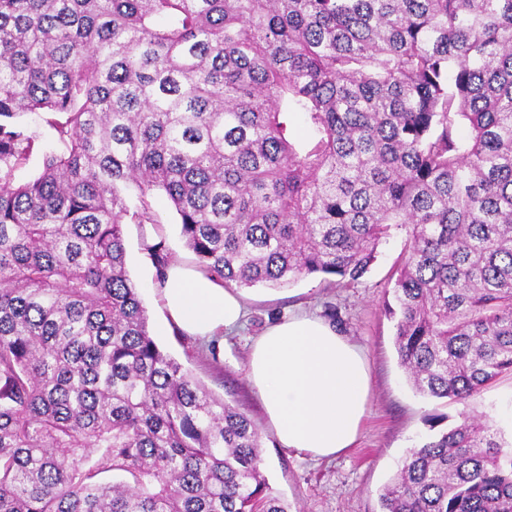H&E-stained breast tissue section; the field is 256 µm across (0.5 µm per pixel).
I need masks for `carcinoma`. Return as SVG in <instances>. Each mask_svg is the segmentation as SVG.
Listing matches in <instances>:
<instances>
[{
	"label": "carcinoma",
	"instance_id": "1",
	"mask_svg": "<svg viewBox=\"0 0 512 512\" xmlns=\"http://www.w3.org/2000/svg\"><path fill=\"white\" fill-rule=\"evenodd\" d=\"M35 112L57 146L20 180ZM155 194L226 287L352 283L405 232L398 359L463 411L380 512H512V437L470 411L512 375V0H0V512H288L150 334L123 226Z\"/></svg>",
	"mask_w": 512,
	"mask_h": 512
}]
</instances>
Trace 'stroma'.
I'll use <instances>...</instances> for the list:
<instances>
[{"mask_svg":"<svg viewBox=\"0 0 512 512\" xmlns=\"http://www.w3.org/2000/svg\"><path fill=\"white\" fill-rule=\"evenodd\" d=\"M159 224L124 226L128 271L136 282L156 341L215 395L246 413L261 432L262 470L273 492L290 512H379V494L393 478L398 461L429 433L427 415L456 422L459 404L416 394L394 347V322L384 314L388 281L404 251L401 233L384 243L376 261L358 282L340 287L319 277L282 289L240 290L246 315L224 335L201 342L181 332L167 317L157 269L147 250L165 238L171 261L194 266L179 235L166 197L152 200ZM308 313L330 324L365 352L372 392L361 436L354 448L324 460L283 448L267 424L261 401L246 372L254 341L271 324ZM503 429L512 428V378L488 385L471 404Z\"/></svg>","mask_w":512,"mask_h":512,"instance_id":"1","label":"stroma"}]
</instances>
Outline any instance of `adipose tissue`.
Returning a JSON list of instances; mask_svg holds the SVG:
<instances>
[{
  "label": "adipose tissue",
  "instance_id": "1",
  "mask_svg": "<svg viewBox=\"0 0 512 512\" xmlns=\"http://www.w3.org/2000/svg\"><path fill=\"white\" fill-rule=\"evenodd\" d=\"M162 297L173 323L201 340L243 316L234 292L178 264L166 270ZM247 375L283 447L330 458L357 441L370 391L368 365L362 349L330 323L300 314L273 324L254 343Z\"/></svg>",
  "mask_w": 512,
  "mask_h": 512
}]
</instances>
